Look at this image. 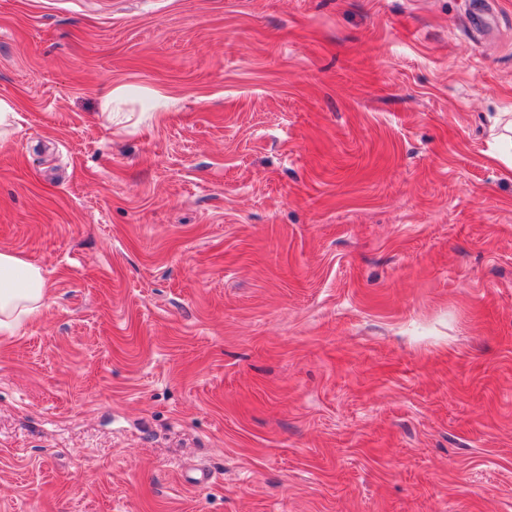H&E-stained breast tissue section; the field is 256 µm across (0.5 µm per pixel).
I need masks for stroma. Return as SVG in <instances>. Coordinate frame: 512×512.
<instances>
[{
	"mask_svg": "<svg viewBox=\"0 0 512 512\" xmlns=\"http://www.w3.org/2000/svg\"><path fill=\"white\" fill-rule=\"evenodd\" d=\"M0 98V512H512V0H0ZM42 269L20 253L0 250V335L17 336L39 315L47 303L49 289Z\"/></svg>",
	"mask_w": 512,
	"mask_h": 512,
	"instance_id": "35a3bbf8",
	"label": "stroma"
}]
</instances>
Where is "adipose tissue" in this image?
Here are the masks:
<instances>
[{"label":"adipose tissue","instance_id":"adipose-tissue-1","mask_svg":"<svg viewBox=\"0 0 512 512\" xmlns=\"http://www.w3.org/2000/svg\"><path fill=\"white\" fill-rule=\"evenodd\" d=\"M49 289L42 269L20 253L0 250V335L12 337L39 315Z\"/></svg>","mask_w":512,"mask_h":512}]
</instances>
